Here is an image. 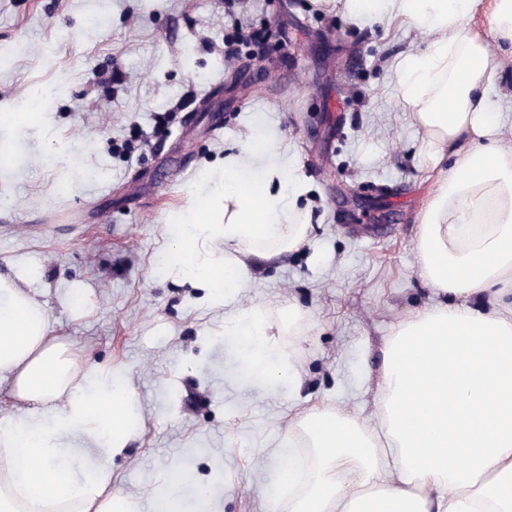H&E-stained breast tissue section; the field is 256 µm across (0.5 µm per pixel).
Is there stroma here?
Segmentation results:
<instances>
[{
    "instance_id": "stroma-1",
    "label": "stroma",
    "mask_w": 512,
    "mask_h": 512,
    "mask_svg": "<svg viewBox=\"0 0 512 512\" xmlns=\"http://www.w3.org/2000/svg\"><path fill=\"white\" fill-rule=\"evenodd\" d=\"M235 19L274 31L264 54L225 58ZM428 41L335 0H0V272L26 269L56 332L131 382L141 432L112 478L142 512H274L310 408L380 431V349L440 301L417 264L439 173L394 67ZM253 137L287 143L306 240L217 300L177 276L171 241ZM254 307L295 316L262 366L230 330ZM285 351L294 374L271 377Z\"/></svg>"
}]
</instances>
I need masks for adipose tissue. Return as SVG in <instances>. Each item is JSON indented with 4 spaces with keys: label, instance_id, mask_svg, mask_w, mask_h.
I'll return each instance as SVG.
<instances>
[{
    "label": "adipose tissue",
    "instance_id": "ef3b65f1",
    "mask_svg": "<svg viewBox=\"0 0 512 512\" xmlns=\"http://www.w3.org/2000/svg\"><path fill=\"white\" fill-rule=\"evenodd\" d=\"M483 0H342L355 21L427 29L425 50L401 54L399 93L431 167L446 156L421 221L417 261L437 294L456 297L398 322L384 343L375 409L383 435L329 407L288 428L304 463L281 468L288 512H512V148L490 105L495 71L467 22ZM287 144L225 157L172 248L180 275L215 292L238 285L255 247L298 248L292 224L303 188L285 189ZM28 274L0 275V383L20 415L0 419V512H141L112 485L111 460L140 423L124 382L89 387L73 344L54 335ZM102 443L95 467L73 475L72 437Z\"/></svg>",
    "mask_w": 512,
    "mask_h": 512
}]
</instances>
